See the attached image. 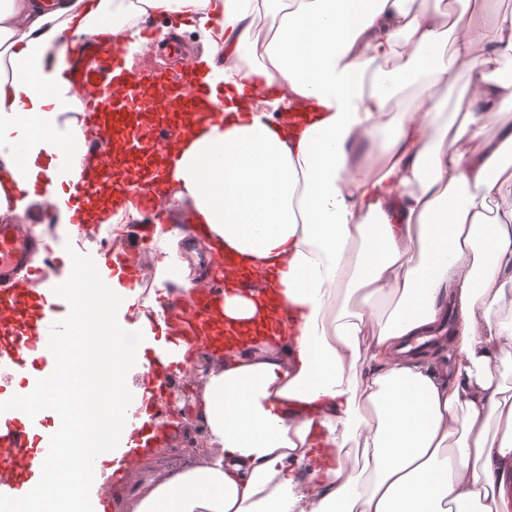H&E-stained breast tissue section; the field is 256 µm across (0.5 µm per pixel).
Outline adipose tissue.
Returning <instances> with one entry per match:
<instances>
[{"label":"adipose tissue","mask_w":512,"mask_h":512,"mask_svg":"<svg viewBox=\"0 0 512 512\" xmlns=\"http://www.w3.org/2000/svg\"><path fill=\"white\" fill-rule=\"evenodd\" d=\"M490 3L0 0V217L52 203L69 221L63 191L33 192L59 129L70 179L95 175L73 40L140 47L161 18L162 36L198 32L201 67L224 78L223 123L182 113L188 132L152 181L187 202L212 259L236 256L213 313L233 343L200 376L198 462H136L116 512H512V387L499 379L512 364V208L497 206L512 198V79L488 77L512 53V12ZM461 73L449 115L437 89ZM409 85L419 97L391 109ZM152 238L153 287L194 295L208 275L185 260L183 234L157 223ZM124 255L70 258L78 342L49 392L21 396L24 410L56 400L61 463L38 512H75L88 478L71 451L102 456L121 436L144 363L134 328L163 315L122 292ZM446 347L451 377L426 361Z\"/></svg>","instance_id":"adipose-tissue-1"}]
</instances>
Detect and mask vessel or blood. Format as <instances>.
<instances>
[{
	"instance_id": "vessel-or-blood-1",
	"label": "vessel or blood",
	"mask_w": 512,
	"mask_h": 512,
	"mask_svg": "<svg viewBox=\"0 0 512 512\" xmlns=\"http://www.w3.org/2000/svg\"><path fill=\"white\" fill-rule=\"evenodd\" d=\"M72 79L83 92L86 116L95 130L88 144L96 158L98 182L77 183L68 199L74 215V232H88L84 221L88 205L107 182L115 194L140 197L144 174L151 158L172 148L182 136L173 104L181 109L218 119L224 110L223 93L213 92L201 75L172 73L163 68L133 71L128 50H104L96 65H73ZM36 248L20 219H0V512H35L45 484L46 464L57 461L52 401L41 408L23 411L18 399L25 390H46L55 373V357L74 339L72 320L44 315L52 301L64 298L68 285L57 282L48 288H31L19 295L11 286L16 274L28 267ZM210 299H192L190 305L169 310L170 319L181 324L206 320ZM176 350L155 356L143 374L142 401H131L123 435L108 448L115 468L113 479L127 477L143 445L160 435L162 428L152 411L155 396L167 387L168 375L184 371Z\"/></svg>"
}]
</instances>
